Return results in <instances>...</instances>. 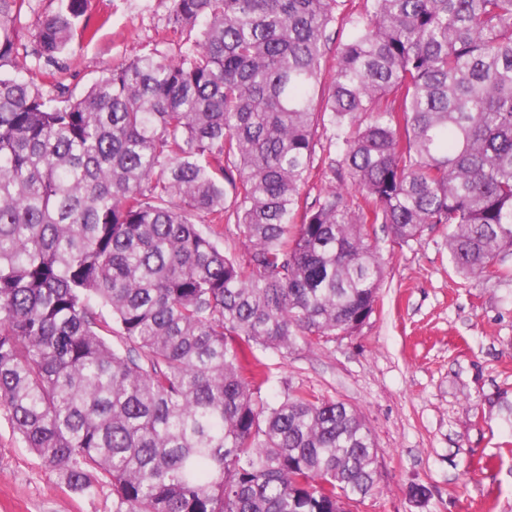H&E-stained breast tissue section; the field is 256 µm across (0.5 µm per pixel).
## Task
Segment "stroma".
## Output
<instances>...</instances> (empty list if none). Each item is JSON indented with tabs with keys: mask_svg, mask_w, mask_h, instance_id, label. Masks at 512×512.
<instances>
[{
	"mask_svg": "<svg viewBox=\"0 0 512 512\" xmlns=\"http://www.w3.org/2000/svg\"><path fill=\"white\" fill-rule=\"evenodd\" d=\"M57 0H25L11 72L78 94L135 55L179 57L170 0H89L102 19L60 63L33 53L36 22ZM370 234L386 277L359 331L287 353L259 351L271 401L300 388L356 408L378 448L377 488L353 512H512V280L464 279L449 263L448 229L396 243ZM430 489L413 502L410 486ZM0 512H112L109 487L70 490L0 416Z\"/></svg>",
	"mask_w": 512,
	"mask_h": 512,
	"instance_id": "1",
	"label": "stroma"
}]
</instances>
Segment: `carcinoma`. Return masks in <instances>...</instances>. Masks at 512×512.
<instances>
[{
  "instance_id": "obj_1",
  "label": "carcinoma",
  "mask_w": 512,
  "mask_h": 512,
  "mask_svg": "<svg viewBox=\"0 0 512 512\" xmlns=\"http://www.w3.org/2000/svg\"><path fill=\"white\" fill-rule=\"evenodd\" d=\"M22 2L0 0V413L112 512H350L377 488L370 429L257 398L254 348L370 318V224L405 244L446 224L457 274L508 277L512 0H369L327 81L341 0H171L180 57L78 96L1 70ZM89 35L87 0H57L35 54ZM320 129L343 134L337 183L305 206ZM235 225L234 219H232L228 225L224 224L222 227L220 247L224 249L226 254L242 259L246 256L247 248L242 242Z\"/></svg>"
}]
</instances>
